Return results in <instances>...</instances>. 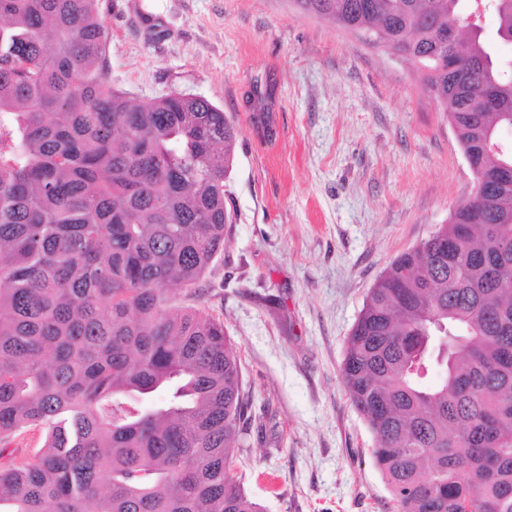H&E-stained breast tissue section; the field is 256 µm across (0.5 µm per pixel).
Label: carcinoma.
Segmentation results:
<instances>
[{
	"instance_id": "1",
	"label": "carcinoma",
	"mask_w": 512,
	"mask_h": 512,
	"mask_svg": "<svg viewBox=\"0 0 512 512\" xmlns=\"http://www.w3.org/2000/svg\"><path fill=\"white\" fill-rule=\"evenodd\" d=\"M418 65L492 193L403 252L342 375L396 512H512V64L469 0H294ZM512 44V0H487ZM103 0H0V512H263L234 473L249 404L224 322L176 302L224 251L240 135L201 96L134 103ZM439 380L431 385L429 373ZM44 444V435L38 428L30 429L21 437H17L9 451L14 450L13 454L17 459L32 457Z\"/></svg>"
}]
</instances>
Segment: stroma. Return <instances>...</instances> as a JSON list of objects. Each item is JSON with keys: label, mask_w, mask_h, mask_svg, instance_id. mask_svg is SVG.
Listing matches in <instances>:
<instances>
[{"label": "stroma", "mask_w": 512, "mask_h": 512, "mask_svg": "<svg viewBox=\"0 0 512 512\" xmlns=\"http://www.w3.org/2000/svg\"><path fill=\"white\" fill-rule=\"evenodd\" d=\"M103 20L113 88L200 95L239 123L224 251L198 299L174 289L241 361L235 473L264 512H394L341 368L377 279L472 193L442 105L416 67L293 0H104Z\"/></svg>", "instance_id": "stroma-1"}]
</instances>
